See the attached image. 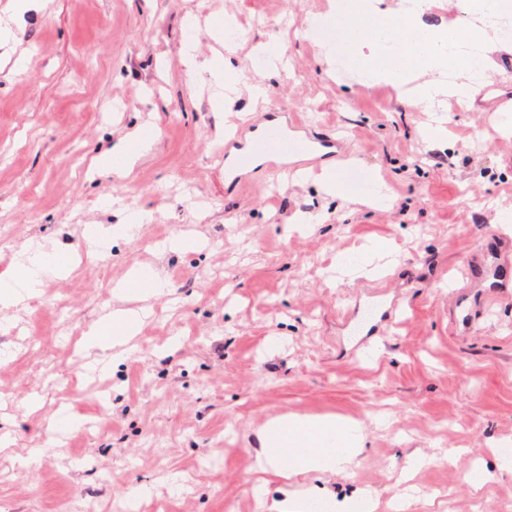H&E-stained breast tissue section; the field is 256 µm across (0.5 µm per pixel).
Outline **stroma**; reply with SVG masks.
I'll use <instances>...</instances> for the list:
<instances>
[{"label": "stroma", "instance_id": "1", "mask_svg": "<svg viewBox=\"0 0 512 512\" xmlns=\"http://www.w3.org/2000/svg\"><path fill=\"white\" fill-rule=\"evenodd\" d=\"M328 0H50L19 31L30 54L22 74L0 55V266L23 242L86 251L87 224H115L118 207L154 211V223L117 239L107 257L87 259L47 282L27 308L0 323V436L19 453L40 448L29 468L0 461V512H115L136 487L152 512H265L253 496L258 432L272 417L336 414L365 426L351 474H306L310 485L346 493L375 490L391 512L414 452L432 456L414 476L408 512H474L476 503L512 512V472H498L490 448L512 442V301L487 310L469 336L449 329L448 294L470 252L512 207V133L472 102L448 108V138L425 142L427 113L357 74L333 81L300 30ZM233 11L251 43L283 39L289 68L266 101L346 141L341 178L353 195L328 196L315 183L275 172L238 193L224 189L216 157L227 129L261 119L246 93L231 111L210 106L203 80L187 81L179 49L195 16L202 55L219 46L213 22ZM157 140L125 178L92 169L94 157L135 129ZM359 165H351V158ZM393 190L391 208L360 201L365 170ZM324 210L328 222L300 233L296 212ZM197 233L199 251L163 253L159 236ZM396 252L373 273L336 268L368 241ZM170 281L150 299L136 348L99 398L85 379L80 339L117 308L112 290L133 263ZM389 286L404 299L400 326L352 351L344 315ZM282 339L267 349L269 337ZM43 401L39 415L29 399ZM81 417L61 444L49 417L60 406ZM483 460L495 477L473 491L463 464ZM211 466H202L203 458Z\"/></svg>", "mask_w": 512, "mask_h": 512}]
</instances>
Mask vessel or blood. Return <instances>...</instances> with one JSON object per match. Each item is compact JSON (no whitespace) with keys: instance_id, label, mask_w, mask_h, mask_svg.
Segmentation results:
<instances>
[{"instance_id":"1","label":"vessel or blood","mask_w":512,"mask_h":512,"mask_svg":"<svg viewBox=\"0 0 512 512\" xmlns=\"http://www.w3.org/2000/svg\"><path fill=\"white\" fill-rule=\"evenodd\" d=\"M298 127L288 112L272 109L261 122L248 126L246 136L225 142L219 163L225 185L242 190L256 184L258 174L265 169L300 153L312 155L320 163L336 160L343 146L341 139L323 130H309L298 140L292 136ZM457 279L460 286L449 297V318L456 332L467 335L489 305L512 297V247L482 246L468 256ZM400 314L401 306L394 301L363 318L357 329L358 346H368L383 335L396 325Z\"/></svg>"}]
</instances>
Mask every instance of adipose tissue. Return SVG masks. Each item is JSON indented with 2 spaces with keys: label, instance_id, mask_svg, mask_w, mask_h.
Returning a JSON list of instances; mask_svg holds the SVG:
<instances>
[{
  "label": "adipose tissue",
  "instance_id": "adipose-tissue-1",
  "mask_svg": "<svg viewBox=\"0 0 512 512\" xmlns=\"http://www.w3.org/2000/svg\"><path fill=\"white\" fill-rule=\"evenodd\" d=\"M212 37L224 45L223 54L200 58L196 37H185L181 55L192 68L193 75L207 80L219 93L213 101L214 110H222L230 92L246 84L253 103L266 101L269 76L279 73L284 46L275 38L261 45L253 59L260 79L246 83L242 68L236 67V55L246 34L235 15L225 14L211 31ZM155 140L142 131H134L102 150L93 161L101 174L119 177L128 175L135 164L148 155ZM153 214L143 209L125 210L122 219L113 225H86L83 236L90 256H98L111 247L114 239L133 237L142 225L152 222ZM57 249L41 245L25 247L17 265L0 272V310L27 304L40 296L45 282L68 274L72 260H59ZM168 282L156 270L132 268L126 279L112 290L121 306L94 322L84 332L81 347L92 355L93 367L108 369L122 357L126 346L140 331L148 316L145 301L162 295ZM260 448L256 454L259 469L267 475V484L254 486L253 491L268 502V512H313L322 505L326 512H375L376 500L369 492L357 489L347 495H336L316 486L301 485L303 475L311 472L350 473L359 464L364 434L361 423L334 415L285 414L270 419L259 431Z\"/></svg>",
  "mask_w": 512,
  "mask_h": 512
}]
</instances>
